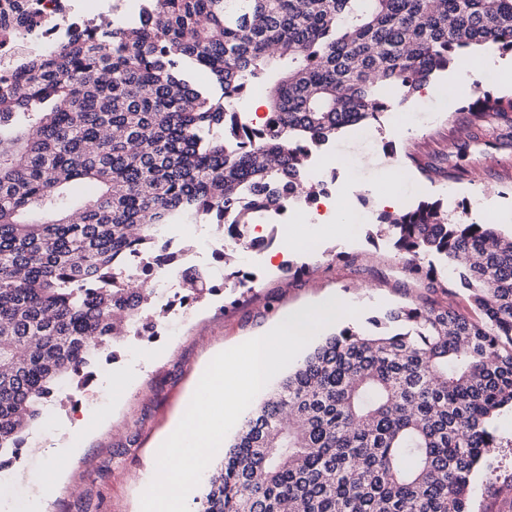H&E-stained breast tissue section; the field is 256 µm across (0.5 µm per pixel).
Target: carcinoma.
<instances>
[{
	"label": "carcinoma",
	"mask_w": 512,
	"mask_h": 512,
	"mask_svg": "<svg viewBox=\"0 0 512 512\" xmlns=\"http://www.w3.org/2000/svg\"><path fill=\"white\" fill-rule=\"evenodd\" d=\"M39 23L34 0H0V28ZM476 49L512 55V0H154L137 28L17 59L0 76V468L62 381L83 384L113 337L155 334L142 284L178 261L165 225L224 224V281L245 285L248 225L322 192L308 149L383 126ZM281 60L271 132L239 103ZM199 67L223 96L191 82ZM462 109L458 157L509 122L512 97ZM76 183L90 191L74 200ZM375 226L480 318L409 304L326 337L239 421L199 512H469L471 475L500 447L490 422L512 409V238L426 202ZM181 276L193 303L211 290Z\"/></svg>",
	"instance_id": "1"
}]
</instances>
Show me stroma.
<instances>
[{
    "instance_id": "stroma-1",
    "label": "stroma",
    "mask_w": 512,
    "mask_h": 512,
    "mask_svg": "<svg viewBox=\"0 0 512 512\" xmlns=\"http://www.w3.org/2000/svg\"><path fill=\"white\" fill-rule=\"evenodd\" d=\"M463 76V68L448 69L433 81L436 95H419L402 108L417 132L405 134L390 122L368 128L366 135L396 168L401 210L437 202L449 214L483 224L489 215L512 214V142L498 149L471 145L459 160L466 173L456 181L424 172L440 166L468 124L467 113L448 109V85ZM325 170L334 178L332 196H349L360 226L346 234L315 235L303 252L283 257L286 224L267 225L263 252L246 253L242 263L252 277L250 287L233 291L216 279L215 292L190 314L170 306L158 327V342L128 338L117 346L116 359L97 364L84 389L62 384L53 405L30 429L10 481L0 486V500L10 503V512H141L159 441L182 416L210 361L260 334L286 310L331 297L349 299L361 310L353 325L369 332L373 320L405 304L467 308L462 293H435L426 281L408 276L404 254L386 237L367 236L368 224L383 211L380 199L391 180L372 175V190L353 197V172L344 161L328 155ZM301 263L305 273L293 274L292 265ZM60 425L72 428L75 437L70 447L60 449L63 467L55 473L36 451L50 447L49 435ZM493 429L501 446L471 476L470 512H512V411L500 412Z\"/></svg>"
}]
</instances>
